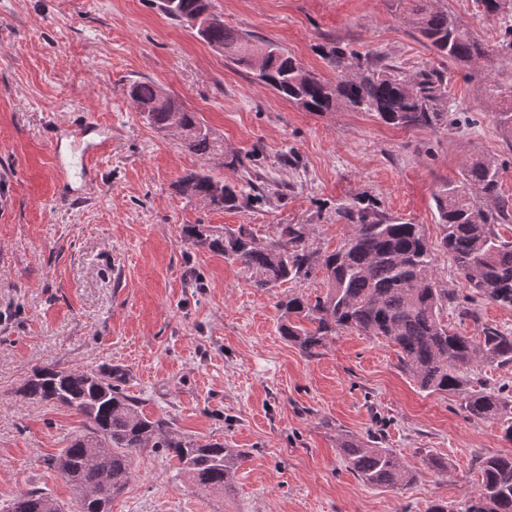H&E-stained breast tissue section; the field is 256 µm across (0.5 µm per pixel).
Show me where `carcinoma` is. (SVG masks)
Returning a JSON list of instances; mask_svg holds the SVG:
<instances>
[{
    "instance_id": "carcinoma-1",
    "label": "carcinoma",
    "mask_w": 512,
    "mask_h": 512,
    "mask_svg": "<svg viewBox=\"0 0 512 512\" xmlns=\"http://www.w3.org/2000/svg\"><path fill=\"white\" fill-rule=\"evenodd\" d=\"M201 2L169 0L163 14L180 22L199 12ZM391 2L393 8L410 12L412 25L441 56L460 64L487 56L486 48L436 0ZM201 38L223 49L237 65L260 69L262 83L307 112H331L347 101L394 126L448 120L440 79L400 76L367 65L352 78L333 84L277 45H257L223 24L208 26ZM128 96L156 129L178 117L187 151L205 158L223 154L215 132L177 98L162 95L155 82L131 83ZM177 191L220 209L246 208L264 198L249 174L239 185L192 172L178 181ZM479 199L494 201L495 208H482ZM434 201L442 226L437 248L448 254L469 283L466 301L480 298L512 309V242L502 240L496 230L512 216V203L499 195L497 166L486 160L471 162L462 181L444 185ZM336 220L351 225L353 232L338 249L324 255L310 250L306 224H278L266 244L258 242L244 224L226 227L222 235L210 225L189 224L184 236L195 247L220 252L240 265L258 288L322 274L327 289L314 300L292 295L282 303L280 333L286 341L311 355L339 330L381 337L398 349L406 371L422 391L457 395L468 420L496 423L512 440V396L503 387L490 389L468 376L470 366L483 360L511 363L512 335L489 327L475 338L448 329L443 313L456 297L439 285L434 248L419 225L393 221L376 202L363 197L336 208ZM126 376V369L118 365L76 371L54 364L36 369L20 387L25 399L67 407L86 422V432L48 460V466L74 490L77 512H109L112 498L128 481L133 452L143 448L157 449L177 461L178 471L208 491H231L245 452L176 436L173 423L143 413L140 402L126 392ZM340 448L347 467L367 486L398 489L414 479L402 459L375 440L345 437ZM479 467L481 483L459 512H512V455L483 458ZM60 508L50 495L32 490L14 498L7 512Z\"/></svg>"
}]
</instances>
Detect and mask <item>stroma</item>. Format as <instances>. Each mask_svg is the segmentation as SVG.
Returning a JSON list of instances; mask_svg holds the SVG:
<instances>
[{
  "label": "stroma",
  "instance_id": "obj_1",
  "mask_svg": "<svg viewBox=\"0 0 512 512\" xmlns=\"http://www.w3.org/2000/svg\"><path fill=\"white\" fill-rule=\"evenodd\" d=\"M226 26L271 41L327 82L325 57L348 47L400 75L443 78L448 123L388 125L339 105L304 111L259 84L151 0H0V505L40 490L73 492L47 457L84 433L68 408L19 389L33 369L119 365L126 391L182 437L247 457L235 491L200 490L156 450L131 459L111 512H429L460 506L478 483V457L512 454L498 425L465 418L453 394L421 391L397 349L341 330L314 355L279 332L282 300L315 297L322 278L255 287L239 265L196 249L188 224L247 225L261 242L304 224L308 244L336 250L351 227L337 204L373 199L388 217L441 238L434 195L465 165L490 158L512 199V133L498 121L512 89L505 19L479 0H437L489 49L474 65L440 56L389 0H212ZM151 80L197 112L244 165L185 150L135 112L129 83ZM94 114L110 138L96 174L78 165L71 124ZM56 140H49V129ZM256 168L280 190L222 210L180 195L190 172L224 181ZM444 318L465 336L512 332V309L482 300ZM377 439L415 472L402 489L369 488L350 471L342 438Z\"/></svg>",
  "mask_w": 512,
  "mask_h": 512
}]
</instances>
